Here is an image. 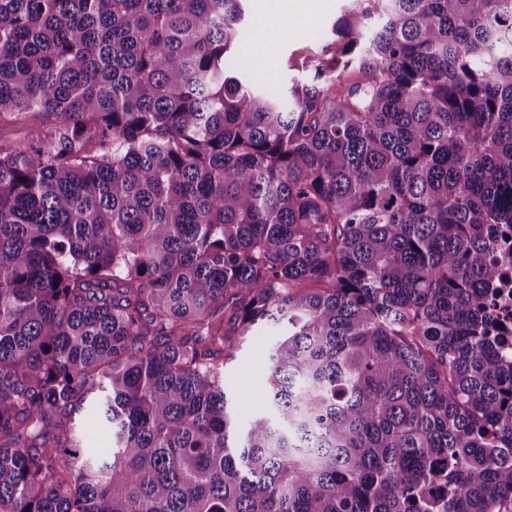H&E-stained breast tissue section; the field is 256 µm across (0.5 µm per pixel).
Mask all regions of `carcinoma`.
Wrapping results in <instances>:
<instances>
[{"mask_svg":"<svg viewBox=\"0 0 512 512\" xmlns=\"http://www.w3.org/2000/svg\"><path fill=\"white\" fill-rule=\"evenodd\" d=\"M244 2L0 0V512H512V0H353L284 98ZM497 261L503 270L501 281L488 290L492 296L491 316L497 322L508 328V335L512 334V254L503 251L497 255ZM279 328H262L256 336L243 344L235 362L225 376L226 392L247 417L258 413L266 399L267 352ZM79 434L84 445L89 448H110L112 446L111 434L92 415H86L78 421Z\"/></svg>","mask_w":512,"mask_h":512,"instance_id":"obj_1","label":"carcinoma"}]
</instances>
